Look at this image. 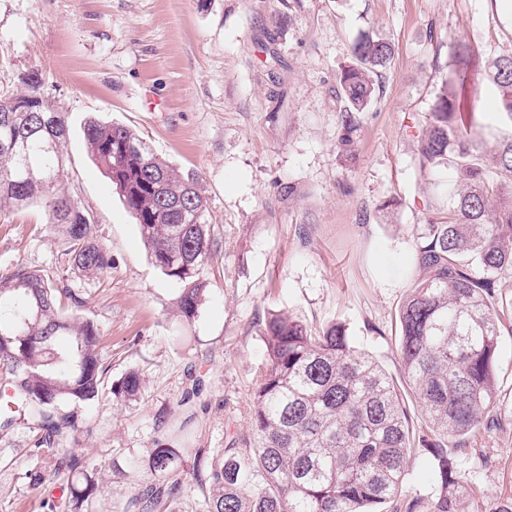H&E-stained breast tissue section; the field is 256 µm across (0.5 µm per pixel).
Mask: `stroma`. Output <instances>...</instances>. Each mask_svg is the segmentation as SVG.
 Instances as JSON below:
<instances>
[{
    "label": "stroma",
    "mask_w": 512,
    "mask_h": 512,
    "mask_svg": "<svg viewBox=\"0 0 512 512\" xmlns=\"http://www.w3.org/2000/svg\"><path fill=\"white\" fill-rule=\"evenodd\" d=\"M370 35L393 58L380 93L360 113L355 155L336 148L338 77L349 48ZM470 48L468 77L479 123L492 120L483 75L512 52V18L493 0H0V94L42 91L68 116L64 187L112 252L110 272L72 273L63 241L41 206L0 207V270L39 269L83 300L99 329L108 382L128 370L139 397L75 407L84 428L67 443L97 474L92 512H136L143 477L131 463L153 442L181 433L203 461L253 439V393L265 363L260 324L282 310L320 328L345 323L397 386L412 420L419 408L397 354L398 309L409 292L413 246L431 218L432 192L410 138L455 64ZM119 122L145 138L207 204L217 249L203 276L210 293L192 322L180 317L176 285L149 260L133 215L91 160L84 124ZM498 397L491 426L448 442L463 483L483 495L463 512H496L512 497V328L502 327ZM192 408L180 401L194 380ZM31 432L0 428V512H51L60 493ZM434 463L411 446L402 512L434 491ZM40 474L32 484L31 474Z\"/></svg>",
    "instance_id": "stroma-1"
}]
</instances>
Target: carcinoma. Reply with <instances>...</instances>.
Here are the masks:
<instances>
[{"mask_svg": "<svg viewBox=\"0 0 512 512\" xmlns=\"http://www.w3.org/2000/svg\"><path fill=\"white\" fill-rule=\"evenodd\" d=\"M392 45L364 37L341 68L337 147L354 152L359 113L376 96L375 76ZM486 80L498 95V117L512 127V54L491 59ZM27 91L0 95V201L17 209L44 205L46 226L67 244L73 270L93 278L112 270V253L97 240L90 216L60 189L68 136L65 113L40 92L37 72L21 77ZM33 99L34 112L15 104ZM464 82L445 80L424 124L411 134L421 172L448 171V217L436 215L415 244L412 286L398 313V357L427 427L418 436L435 460V494L411 500L405 512H460L463 497L483 493L462 484L448 459V439L486 429L497 393V347L512 299L496 293L512 271V133L473 148ZM84 138L93 161L134 216L152 263L179 285L181 317L193 320L206 302L202 272L214 253L206 201L130 128L89 120ZM82 300L43 270L0 273V366L33 432V451L49 450L68 512L89 509L96 474L65 434L79 428L68 407L104 396L136 400L142 379L128 371L106 382L96 349L99 329L78 315ZM265 367L254 391L251 448L196 469L206 512H373L402 490L409 444L408 413L386 373L354 347L345 325L315 333L281 312L262 323ZM16 416V417H18ZM0 413V427L16 422ZM189 448L154 441L134 464L148 479L132 499L138 512H160L184 491L180 467Z\"/></svg>", "mask_w": 512, "mask_h": 512, "instance_id": "1", "label": "carcinoma"}]
</instances>
